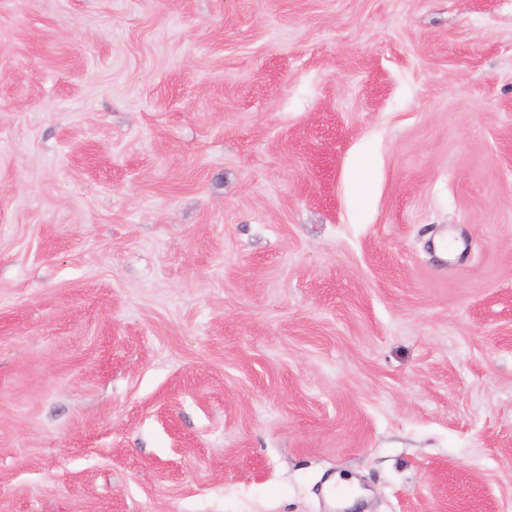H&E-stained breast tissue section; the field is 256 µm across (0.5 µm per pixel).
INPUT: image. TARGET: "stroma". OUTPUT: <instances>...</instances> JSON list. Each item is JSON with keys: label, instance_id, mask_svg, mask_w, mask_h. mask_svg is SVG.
<instances>
[{"label": "stroma", "instance_id": "35a3bbf8", "mask_svg": "<svg viewBox=\"0 0 512 512\" xmlns=\"http://www.w3.org/2000/svg\"><path fill=\"white\" fill-rule=\"evenodd\" d=\"M0 512H512V0H0Z\"/></svg>", "mask_w": 512, "mask_h": 512}]
</instances>
